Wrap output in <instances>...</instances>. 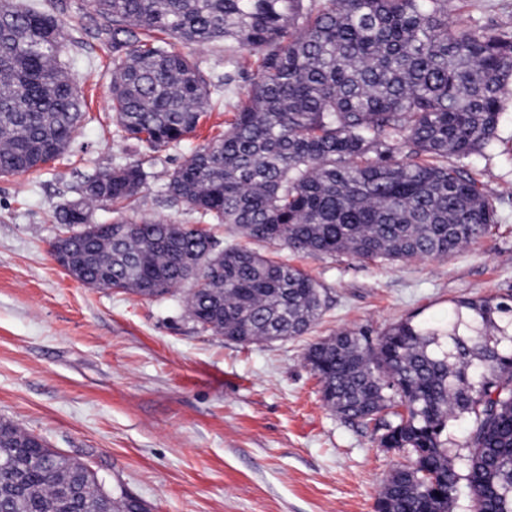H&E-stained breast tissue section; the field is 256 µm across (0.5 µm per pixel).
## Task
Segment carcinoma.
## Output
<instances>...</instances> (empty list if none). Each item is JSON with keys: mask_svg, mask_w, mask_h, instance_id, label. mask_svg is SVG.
I'll use <instances>...</instances> for the list:
<instances>
[{"mask_svg": "<svg viewBox=\"0 0 512 512\" xmlns=\"http://www.w3.org/2000/svg\"><path fill=\"white\" fill-rule=\"evenodd\" d=\"M112 44V118L159 150L234 95L224 132L169 174L172 201L267 245L399 262L446 256L497 224L482 183L449 164L490 148L512 96V30L448 16V0H89ZM216 41L258 57L250 87L207 76L191 49ZM60 20L35 0H0V175L34 171L70 144L83 100L61 57ZM147 174L113 164L58 206L78 242V277L163 299L186 283L189 317L238 344L282 342L321 319L323 289L298 267L207 231L132 219ZM117 216L98 224L93 208ZM135 224L133 232L124 225ZM304 360L325 405L383 430L410 464L378 512H454L460 481L476 512H512V303L453 301L442 326L411 320L372 338L345 329ZM467 425L463 452L448 427ZM0 512H148L104 476L0 421Z\"/></svg>", "mask_w": 512, "mask_h": 512, "instance_id": "1", "label": "carcinoma"}]
</instances>
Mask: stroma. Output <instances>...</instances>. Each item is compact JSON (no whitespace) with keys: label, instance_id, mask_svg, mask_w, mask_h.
Returning a JSON list of instances; mask_svg holds the SVG:
<instances>
[{"label":"stroma","instance_id":"stroma-1","mask_svg":"<svg viewBox=\"0 0 512 512\" xmlns=\"http://www.w3.org/2000/svg\"><path fill=\"white\" fill-rule=\"evenodd\" d=\"M51 6L85 118L53 161L0 177V420L88 463L151 512H375L385 479L406 456L380 448L373 428L330 411L303 353L341 329L376 337L407 319L444 323L457 299L512 298V101L494 149L456 161L495 200L489 234L445 258L394 264L267 248L324 288L326 311L300 338L240 345L196 327L181 296L89 288L49 256L60 232L55 208L78 198L87 175L118 161L147 174L127 215L257 246L165 191L183 157L223 131L231 102L208 110L180 145L154 152L124 140L112 120V46L98 34L101 18L87 0ZM448 11L469 24L512 28V0H451ZM194 56L205 73H229L241 91L257 69L252 59L227 66L220 43Z\"/></svg>","mask_w":512,"mask_h":512}]
</instances>
